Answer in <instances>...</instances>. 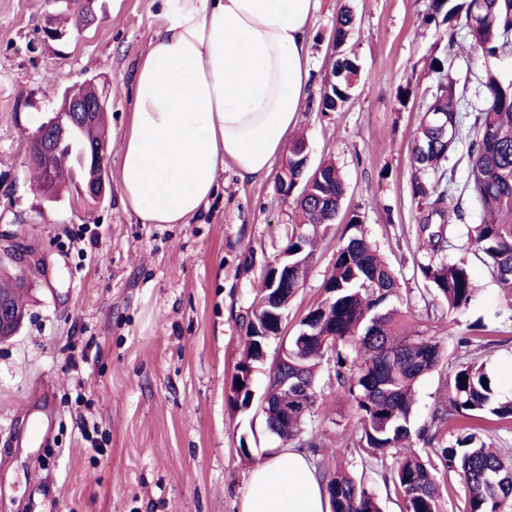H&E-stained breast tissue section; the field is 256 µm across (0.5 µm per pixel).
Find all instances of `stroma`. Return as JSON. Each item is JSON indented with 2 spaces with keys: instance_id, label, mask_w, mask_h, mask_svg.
Segmentation results:
<instances>
[{
  "instance_id": "stroma-1",
  "label": "stroma",
  "mask_w": 512,
  "mask_h": 512,
  "mask_svg": "<svg viewBox=\"0 0 512 512\" xmlns=\"http://www.w3.org/2000/svg\"><path fill=\"white\" fill-rule=\"evenodd\" d=\"M430 0H321L309 36L308 99L292 134L303 137L311 164L332 161L360 213L365 236L397 276V305L410 310L448 357L417 385L413 430L434 429L420 457L449 444L462 417L434 427L457 361L482 365L512 394V308L466 237L480 211L465 188L470 139L461 136L446 163L448 192L465 212L445 254L465 259L476 292L463 312H449L422 279L432 252L419 231L412 196L415 130L439 76L429 67L442 45L422 19ZM348 9L357 26L348 39L359 68L352 96L338 112L318 109L319 89L334 60L333 24ZM47 0H0V234L34 249L19 269L25 317L0 341V512H241L250 472L274 456L279 439L262 416L234 413L226 396L242 353L240 323L266 266L298 220L276 175L243 182L225 166L217 197L187 224H144L119 194V135L127 126L135 64L163 18L159 0H97V21L63 42L41 41ZM449 75L462 98L464 125L483 105L481 81L494 72L512 82V53L484 56L457 33ZM110 86L106 194L99 203L75 192L44 198L32 185L28 118H46L67 89L91 77ZM85 228L84 241L71 237ZM344 225L334 221L319 242L303 287L286 311V330L321 299ZM468 348H460V338ZM321 395L311 431L314 464L364 476L383 512H401L384 476L392 459L357 446L355 409L320 370ZM48 387L54 419L47 444L28 439Z\"/></svg>"
}]
</instances>
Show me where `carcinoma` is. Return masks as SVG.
<instances>
[{
  "label": "carcinoma",
  "instance_id": "1",
  "mask_svg": "<svg viewBox=\"0 0 512 512\" xmlns=\"http://www.w3.org/2000/svg\"><path fill=\"white\" fill-rule=\"evenodd\" d=\"M75 29L86 24L77 0H65L56 15L59 28L69 16ZM424 23L444 27L440 41L442 54L432 59L431 67L442 74L455 45L456 29L465 30L470 46L484 56L512 52V0H431ZM355 25L349 10L335 21L336 59L332 78L322 83L319 107L336 112L350 99L358 68L343 49L344 38ZM484 105L474 116L469 146L467 187L482 213L471 237L476 251L492 270L505 299L512 301V83L505 85L486 72L482 81ZM461 97L453 81L444 78L431 94L415 132L413 160L419 172L432 171L433 179L418 176L412 182V195L420 206L421 232L427 234L433 254H438L446 233L453 232V221L463 219L459 204L448 194L443 163L461 133ZM107 111L99 113L92 124L70 128L49 160L52 185H47L41 167L34 168L36 189L52 191L57 198L66 186L78 187L85 179L87 156L91 147L106 143ZM321 178L314 179L313 192L300 198L290 195L285 184H293L296 164L294 148L288 150V180L278 179L277 189L292 197L302 216L288 235L282 252L295 271L288 288L272 287L269 275L262 277L256 301L242 318L243 358L238 362L227 394L233 411L249 408L254 392V368L263 357L269 336H254L252 330L265 327L273 313L284 312L303 286L307 270L315 257V236L328 229L331 207L341 211L345 186L331 162H321ZM346 240L338 245L332 267L325 278L322 299L301 320L302 331L288 337V375L295 381L285 383L279 375L268 378L265 394L270 398L269 426L298 446L316 452L314 436L306 435V426L316 412L317 368L331 366L330 382L356 407L358 444L370 454L386 458L395 448L408 446L412 438L410 412L415 384L439 365L444 351L436 337L428 336L410 320L408 312L391 304L398 297L400 284L392 269L369 241L362 229L360 215L345 217ZM439 221L432 228L433 221ZM422 278L435 296L456 312L466 308L475 285L463 260L445 257L419 265ZM21 285L0 273V298L23 318ZM276 302H271L273 296ZM448 401L437 406L432 420L442 425L452 412L479 421L485 413L503 422H512V398L497 395L483 367L457 363L446 381ZM458 477L462 489L458 512H512V457L503 456L486 446L478 428L458 433L450 444L434 450L424 461L417 456L396 460L385 476L402 499L405 512H440V479L449 474ZM331 512H382L378 498L351 474L336 469L322 475Z\"/></svg>",
  "mask_w": 512,
  "mask_h": 512
}]
</instances>
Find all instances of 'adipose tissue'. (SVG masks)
<instances>
[{"instance_id": "obj_1", "label": "adipose tissue", "mask_w": 512, "mask_h": 512, "mask_svg": "<svg viewBox=\"0 0 512 512\" xmlns=\"http://www.w3.org/2000/svg\"><path fill=\"white\" fill-rule=\"evenodd\" d=\"M318 0H162L163 26L133 77L120 139L123 204L145 224H185L232 163L266 178L307 98ZM242 512H329L317 469L287 448L250 473Z\"/></svg>"}]
</instances>
